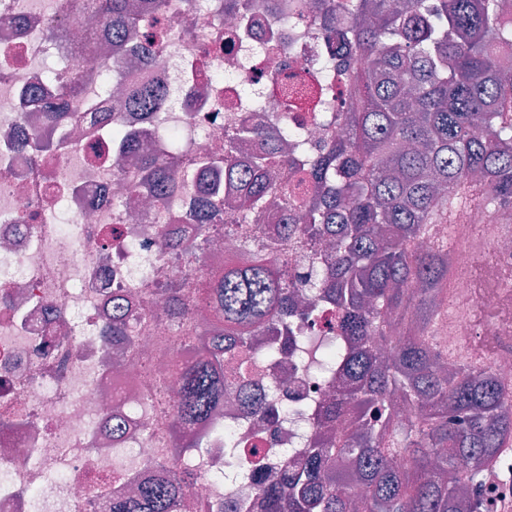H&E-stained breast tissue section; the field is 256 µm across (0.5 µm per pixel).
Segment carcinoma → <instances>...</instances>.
<instances>
[{"mask_svg":"<svg viewBox=\"0 0 512 512\" xmlns=\"http://www.w3.org/2000/svg\"><path fill=\"white\" fill-rule=\"evenodd\" d=\"M96 2L112 42L137 37L140 16L128 0ZM300 8L342 57L340 66L326 65V83L355 97L337 115L345 137L310 151L286 127L250 112L224 157L203 154L181 169L130 136L120 139L159 205L193 191L195 235L168 243L179 267L192 268L216 231L238 247L207 282L181 277L154 289L182 321L179 344L192 353L178 372L171 470L112 499V512H179L197 479L181 457L203 442L194 427L210 423L227 380L252 379L240 359L249 344L268 364L291 355L301 370L314 365L324 378L343 372L349 383L319 405L277 408L251 398L261 418L308 414L310 447L297 464L277 448L228 438L224 471L213 481L228 485L275 465V479L257 488L264 512H489L481 489L512 439V396L480 368L444 372L448 350L435 328L448 302V248L418 243L481 183L512 202L507 0H301ZM165 96L151 87L128 108L155 114ZM220 168L224 190L197 185V171ZM274 206V220L287 228L283 246H327L290 283L280 254L250 223ZM327 310L336 317V344L301 349L295 337ZM134 336L125 300H112V342ZM401 404L415 421L398 420ZM338 419L349 427L332 430ZM195 508L251 512L231 496Z\"/></svg>","mask_w":512,"mask_h":512,"instance_id":"carcinoma-1","label":"carcinoma"}]
</instances>
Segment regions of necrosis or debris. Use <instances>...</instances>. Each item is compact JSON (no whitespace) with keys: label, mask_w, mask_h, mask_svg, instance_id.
<instances>
[{"label":"necrosis or debris","mask_w":512,"mask_h":512,"mask_svg":"<svg viewBox=\"0 0 512 512\" xmlns=\"http://www.w3.org/2000/svg\"><path fill=\"white\" fill-rule=\"evenodd\" d=\"M83 0H0V512H111L112 499L159 478L169 446L176 373L185 356L160 305L142 320L127 366L112 369V297L149 295L179 277L164 237L191 223L188 196L169 197L171 221L158 223L139 165L112 154L113 127L146 133L168 155L156 126L178 133L180 159L223 154L224 135L266 100L256 119L285 116L308 145L339 138L316 110L342 108L329 90L315 108L310 86L324 75L325 37L308 15L291 28L274 22L299 0H256L246 34L224 0L148 16L140 32L148 64L135 50L101 38L103 21ZM60 62L49 86L63 114L50 147L35 150L42 114L23 94L47 59ZM120 61V86L99 91L104 70ZM87 69L79 86L74 68ZM165 88L158 118L129 111L134 87ZM437 236L451 249L449 345L479 353L497 379L512 380V204H472ZM202 475L191 497H255L257 483L231 489L208 473L223 466L224 444L197 456ZM91 487L100 497L88 496Z\"/></svg>","instance_id":"1"}]
</instances>
